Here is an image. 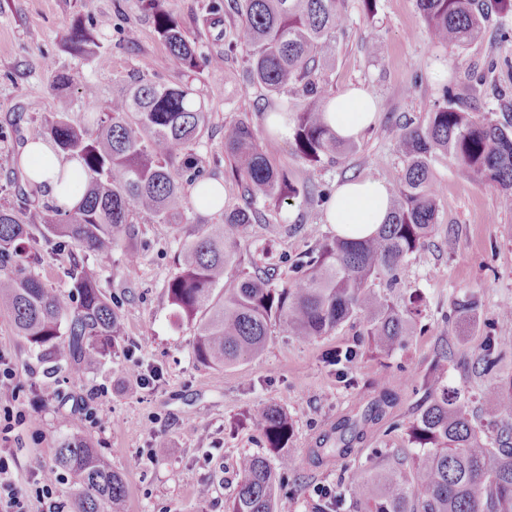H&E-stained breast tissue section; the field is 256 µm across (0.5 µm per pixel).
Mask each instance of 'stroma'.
<instances>
[{
  "instance_id": "35a3bbf8",
  "label": "stroma",
  "mask_w": 512,
  "mask_h": 512,
  "mask_svg": "<svg viewBox=\"0 0 512 512\" xmlns=\"http://www.w3.org/2000/svg\"><path fill=\"white\" fill-rule=\"evenodd\" d=\"M226 2L166 0V8L201 52L213 53L223 49L225 32L237 22ZM342 13L346 32L325 70L327 86L335 95L363 84L380 106L374 125L357 137L355 151L314 168L290 141L266 133L269 113L284 107L299 111L301 100L290 92L256 98L245 88L243 55L229 58L220 70L181 71L137 0H0V206L15 205L26 183L22 150L43 137L46 118L64 112L74 124L89 126L83 85H94L104 104L145 67L160 82L191 84L204 99L212 137L198 152L206 178L224 186L225 209L241 202L222 147L224 125L232 120H250L293 182L333 189L366 177L394 185L403 170L398 129L423 120L443 87H452L476 115L499 120L512 114V36H499L504 28L512 32V13L492 14L481 38L464 48L433 45L416 0H378L371 14L362 0H343ZM78 24L92 30L111 58L108 65L68 50L67 39ZM373 38L385 45L382 57L368 53ZM60 74L72 83L53 89ZM434 174L444 188L438 222L399 277L400 288L422 298L425 330L391 356L363 352L345 365L344 382L327 357L353 343L356 323L307 342L275 329L261 356L221 371L195 361L194 329L174 317L167 283L178 270L179 241L193 225L220 222L222 212L207 214L193 206L179 225L140 222L141 260L132 269L119 250L104 261L87 256L102 290L118 303L126 334L116 355L83 372L49 371L17 335L7 307L0 306V359L15 373L10 390H0V412L14 407L26 412L22 422L0 421V451L12 460L14 483L32 491L51 467L61 437L74 433L89 438L122 474L128 512H224L239 480V456L263 447L248 413L270 404L287 412L293 425L289 450L295 466L284 488L291 512H312L317 487L345 489L383 449L415 452L409 428L423 394L413 382L431 371L441 351L449 353L446 379L478 396L485 378L457 363L480 353L484 325L494 323L509 346L497 375L512 377V323L497 319L500 303L512 299V212L501 208L495 188L453 160L436 163ZM265 214V223L240 243L243 267L295 257L335 236L317 201L300 196L267 207ZM466 292L482 298L481 324L460 339L444 317L452 299ZM140 373L148 382L137 390L133 383ZM91 398L103 415L96 426L82 414ZM341 435L350 442L344 456L336 452Z\"/></svg>"
}]
</instances>
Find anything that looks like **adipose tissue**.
Returning a JSON list of instances; mask_svg holds the SVG:
<instances>
[{
  "label": "adipose tissue",
  "instance_id": "1",
  "mask_svg": "<svg viewBox=\"0 0 512 512\" xmlns=\"http://www.w3.org/2000/svg\"><path fill=\"white\" fill-rule=\"evenodd\" d=\"M378 103L366 89L351 87L329 101L327 121L337 136L357 137L375 118ZM21 164L50 203L68 211L80 201L83 176L76 160L56 153L49 140L28 141ZM389 188L374 178L349 180L325 206V221L338 236L362 239L376 232L389 211Z\"/></svg>",
  "mask_w": 512,
  "mask_h": 512
}]
</instances>
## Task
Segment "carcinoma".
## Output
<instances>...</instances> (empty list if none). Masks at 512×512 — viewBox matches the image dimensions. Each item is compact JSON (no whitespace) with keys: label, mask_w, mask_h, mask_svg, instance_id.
Listing matches in <instances>:
<instances>
[{"label":"carcinoma","mask_w":512,"mask_h":512,"mask_svg":"<svg viewBox=\"0 0 512 512\" xmlns=\"http://www.w3.org/2000/svg\"><path fill=\"white\" fill-rule=\"evenodd\" d=\"M232 2L238 21L224 41V52L202 56L162 0H138L181 68L194 71L203 64L219 70L225 58L242 49L248 84L268 94L292 90L303 102L294 119L293 146L310 165L351 152L350 140L336 136L325 122L330 93L317 78L333 60L336 34L344 31L341 0ZM417 6L438 46L476 41L491 7L512 12V0H417ZM69 43L72 51L92 55L100 66L110 63L83 26L72 29ZM82 97L92 128L75 127L63 112L45 123L56 147L80 163L79 205L68 212L53 206L33 212L29 193L20 190L17 207L0 209V303L39 359L74 372L114 354L125 335L124 322L82 259L72 258L68 269L69 296L46 287L31 271L40 258L34 243L40 238L58 250L75 246L100 259L123 247L126 267H136L137 219L154 224L186 220L183 181L194 184L204 174L194 147L210 128V112L196 89L160 83L146 71L112 95L104 110L98 109L92 86L83 87ZM399 140L404 172L374 235L326 240L289 260L286 278L267 264L252 274L240 272L226 286L225 273L240 264L241 239L251 225L264 221L258 203L299 195L327 200L329 195L320 184H294L248 121L224 124V154L243 204L225 210L219 224L196 225L180 241L179 271L167 286L174 315L194 328L193 355L199 364L222 370L258 357L277 326L310 341L361 317L362 347L386 356L416 334L420 299L400 294L395 285L399 269L422 249L437 223L442 190L434 164L441 158L454 160L468 175L495 187L503 208L512 210V120L479 118L446 87L422 122L401 126ZM481 307L475 293L458 296L447 322L473 328ZM505 352L489 324L476 362L463 365L492 376ZM420 388L423 404L410 426L412 442L420 448L414 483L406 481L403 460L393 452L349 486L356 507L364 512H512V377L493 379L473 401L443 383L437 362ZM249 418L273 458H240L227 512H282L288 503L280 493L282 478L294 467V458L282 449L292 424L271 405ZM60 471L73 483L76 512H125L123 477L86 438L70 434L58 442L46 477L54 480Z\"/></svg>","instance_id":"1"}]
</instances>
